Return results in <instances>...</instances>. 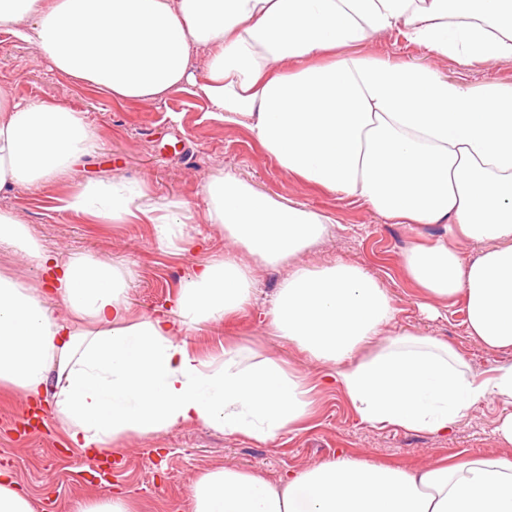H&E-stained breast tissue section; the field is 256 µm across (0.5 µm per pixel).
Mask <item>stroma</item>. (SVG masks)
I'll return each mask as SVG.
<instances>
[{
    "instance_id": "1",
    "label": "stroma",
    "mask_w": 512,
    "mask_h": 512,
    "mask_svg": "<svg viewBox=\"0 0 512 512\" xmlns=\"http://www.w3.org/2000/svg\"><path fill=\"white\" fill-rule=\"evenodd\" d=\"M362 56L393 62L435 65L451 80L469 84H511L512 58L464 66L436 57L428 48L408 43L396 31L372 36L358 47ZM15 100L61 104L84 111L99 147L69 174L38 189L15 188L0 194V210L12 211L60 258L91 253L127 267L134 317L154 314L196 264L229 257L248 265L262 292V303L232 321L201 326L196 340L219 349L227 340L244 341L261 353L284 361L314 383V412L293 431L260 441L229 435L203 424L179 425L150 437H132L117 450L118 464L109 478L91 479L88 463L63 447L53 426L27 431L16 419L21 397L0 403V469L10 471L36 501L38 512H73L77 501L122 491L141 504V512H189L190 484L217 466L258 472L277 481L291 471L330 461L338 454L354 459L419 468L471 456L512 459L496 428L512 406L485 400L469 409L448 437L379 429L363 422L336 387L319 386L324 368L297 345L274 336L265 324L264 301L273 296L294 266L310 268L344 262L363 267L393 299L396 319L389 329L435 336L448 341L484 375L512 363V351L486 348L469 336L461 299L434 301L407 276L404 255L414 245L448 238L442 224H394L369 206L337 192L316 189L289 175L253 140L245 126L227 124L211 114V104L195 91H178L156 102L112 100L52 69L33 46L0 31V95ZM231 173L255 190L281 201H298L327 214L328 234L302 254L268 265L236 246L221 225H189L200 241L197 250L175 252L161 246L150 224H103L60 211V198L80 183L122 176L149 185L156 197L194 204L203 213L202 187L212 176Z\"/></svg>"
}]
</instances>
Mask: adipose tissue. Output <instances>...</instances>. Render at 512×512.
I'll return each instance as SVG.
<instances>
[{"instance_id":"adipose-tissue-1","label":"adipose tissue","mask_w":512,"mask_h":512,"mask_svg":"<svg viewBox=\"0 0 512 512\" xmlns=\"http://www.w3.org/2000/svg\"><path fill=\"white\" fill-rule=\"evenodd\" d=\"M0 28L116 101L197 86L288 173L478 244L468 262L447 242L418 245L405 268L426 298L462 297L470 335L512 349V86L462 85L431 64L317 61L393 28L463 64L512 57V0H0ZM197 52L207 55L200 83ZM97 146L84 112L0 97V192L51 182ZM203 201L210 223L269 265L316 244L331 222L230 174L211 177ZM60 208L154 225L168 248L196 221L189 203L116 176L79 185ZM0 245L39 273L33 284L0 274V398L49 405L66 447L104 457L130 437L193 423L264 441L309 417L302 375L247 344L212 351L191 336L252 306L248 266L200 261L166 311L136 321L124 266L60 259L2 210ZM395 314L376 278L339 262L291 271L266 319L372 426L445 436L480 401L512 404V364L486 376L447 341L384 334ZM190 500L191 512H512V461L406 469L341 456L275 482L222 466L194 478Z\"/></svg>"}]
</instances>
